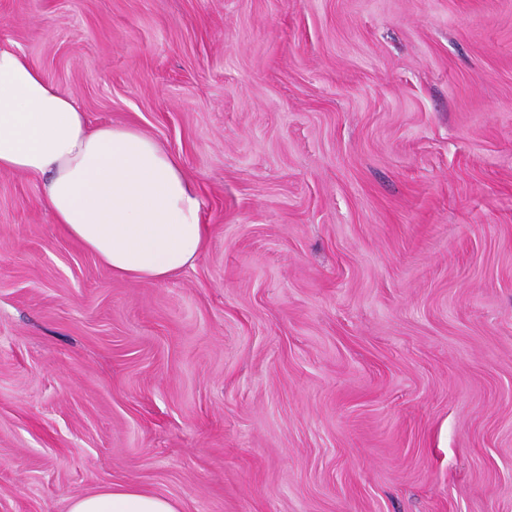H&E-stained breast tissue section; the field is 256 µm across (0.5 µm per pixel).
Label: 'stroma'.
<instances>
[{
    "label": "stroma",
    "mask_w": 512,
    "mask_h": 512,
    "mask_svg": "<svg viewBox=\"0 0 512 512\" xmlns=\"http://www.w3.org/2000/svg\"><path fill=\"white\" fill-rule=\"evenodd\" d=\"M210 228L113 276L0 171V512H512V0H0ZM68 512H180L171 498L134 485L105 484L71 499Z\"/></svg>",
    "instance_id": "obj_1"
}]
</instances>
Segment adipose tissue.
Wrapping results in <instances>:
<instances>
[{
  "instance_id": "ef3b65f1",
  "label": "adipose tissue",
  "mask_w": 512,
  "mask_h": 512,
  "mask_svg": "<svg viewBox=\"0 0 512 512\" xmlns=\"http://www.w3.org/2000/svg\"><path fill=\"white\" fill-rule=\"evenodd\" d=\"M0 170L42 177L56 223L119 278L161 282L192 266L209 229L178 160L132 125H91L71 96L0 43ZM69 512H180L171 498L105 484Z\"/></svg>"
}]
</instances>
